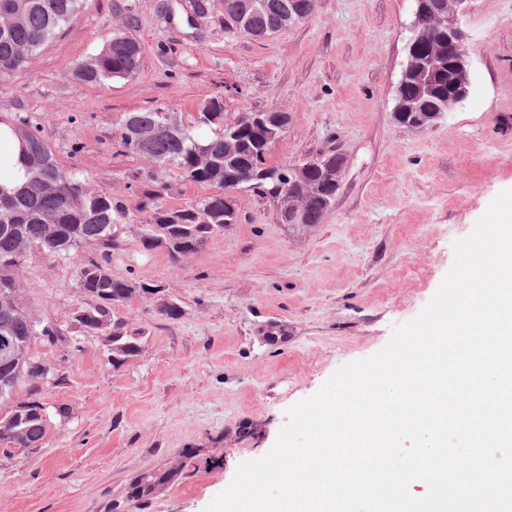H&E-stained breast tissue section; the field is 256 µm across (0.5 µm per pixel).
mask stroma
I'll return each instance as SVG.
<instances>
[{"label":"stroma","instance_id":"35a3bbf8","mask_svg":"<svg viewBox=\"0 0 512 512\" xmlns=\"http://www.w3.org/2000/svg\"><path fill=\"white\" fill-rule=\"evenodd\" d=\"M188 0H85L75 20L0 81V121L29 129L61 168L128 209L115 275L160 285L175 322L142 297L118 317L142 350L119 368L97 336L81 350L43 343L61 383L40 400L38 449L0 448V512H203L238 465L264 456L287 410L341 366L368 358L415 318L494 197L512 190V0H469L473 89L465 106L423 130L397 123L414 0H313L303 22L266 37L225 28L222 0L188 19ZM144 48L138 71L102 85L72 70L115 29ZM224 100V118L288 113L266 162L329 150L344 158L321 224H282L277 204L234 195L237 223L171 260L140 243L145 192L184 208L212 194L176 167L128 154L113 136L126 113L163 110L194 125ZM30 313L68 324L83 299L74 266L35 253L16 273ZM165 482L131 496L142 475Z\"/></svg>","mask_w":512,"mask_h":512}]
</instances>
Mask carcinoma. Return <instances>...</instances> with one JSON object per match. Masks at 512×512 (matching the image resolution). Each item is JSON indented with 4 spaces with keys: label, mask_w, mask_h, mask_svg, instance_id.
I'll list each match as a JSON object with an SVG mask.
<instances>
[{
    "label": "carcinoma",
    "mask_w": 512,
    "mask_h": 512,
    "mask_svg": "<svg viewBox=\"0 0 512 512\" xmlns=\"http://www.w3.org/2000/svg\"><path fill=\"white\" fill-rule=\"evenodd\" d=\"M284 2L286 0H264L263 7L256 10L253 0H224L226 27L256 37L276 33L288 27L282 16ZM82 5L83 0H0V16L5 18L15 13L20 16V21L0 27V77L23 70L33 53L77 17ZM420 41L428 47L447 50L446 27L432 24L422 28ZM143 54L144 47L139 41L117 30L97 55L95 67L77 68L72 77L87 85L125 78L138 70ZM447 98L446 71L435 78L427 94L419 92L416 82H409L404 103L421 118L414 128L428 127L429 113L443 106ZM245 117L241 115L229 124L224 122V100L213 98L201 108L196 122L200 126L216 125L218 130L211 137L199 138L187 128L180 134L168 132L161 114L154 110L127 113L115 135V141L126 153L148 158L159 165L174 164L190 181L214 188L211 195L184 209L164 207L159 202L161 194L158 192L144 195L140 203V210L146 212L140 233L144 250L162 246L176 261L197 251L212 235L224 231L225 226L236 223L238 214L224 204L226 181L265 195L264 189L271 187V183L252 178V173L258 165L266 164V152L274 139L267 137V130L262 127L255 129L244 125ZM130 120L152 131L142 151L127 141ZM25 133L22 161L26 181L13 190L0 187V260L10 257L16 248V237L20 236L47 257L75 262L76 285L85 300L74 312L86 313L83 335L112 337V355L115 356L112 367L118 368L140 353L141 344L140 334L130 331L115 312L153 287L151 283L112 274V251L121 245L128 209L112 195L94 193L81 180L66 174L51 147L33 131L27 129ZM316 162L314 168L286 184L277 201L279 221H284L287 210L296 200L306 202L310 225L321 223L332 207L340 186L343 158L320 154ZM47 223L59 225L60 239L45 234ZM88 244L97 245L99 253L84 254L83 248ZM3 317L0 313V337L30 335L31 328L24 318L12 319L6 330L1 324ZM39 380L35 374L25 378L30 398L17 403L23 408L24 421L16 426L5 425V431L11 434V442L17 448H38L47 434L41 415L44 404L38 398ZM161 483L160 477L144 476L134 484L132 497H147Z\"/></svg>",
    "instance_id": "1"
}]
</instances>
